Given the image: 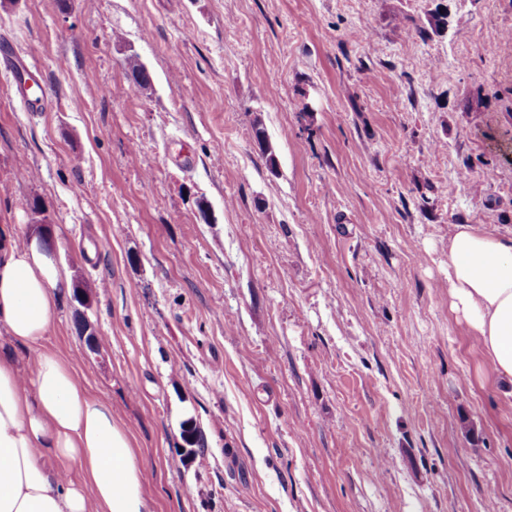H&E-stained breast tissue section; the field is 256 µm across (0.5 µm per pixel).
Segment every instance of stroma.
Here are the masks:
<instances>
[{"mask_svg": "<svg viewBox=\"0 0 512 512\" xmlns=\"http://www.w3.org/2000/svg\"><path fill=\"white\" fill-rule=\"evenodd\" d=\"M11 44L47 98L0 61V225L71 271L46 343L153 512H512L448 290L453 225L512 232V0H5Z\"/></svg>", "mask_w": 512, "mask_h": 512, "instance_id": "1", "label": "stroma"}]
</instances>
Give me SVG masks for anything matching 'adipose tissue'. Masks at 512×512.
I'll return each instance as SVG.
<instances>
[{"instance_id": "adipose-tissue-1", "label": "adipose tissue", "mask_w": 512, "mask_h": 512, "mask_svg": "<svg viewBox=\"0 0 512 512\" xmlns=\"http://www.w3.org/2000/svg\"><path fill=\"white\" fill-rule=\"evenodd\" d=\"M69 280L38 241L22 245L0 229V327L34 354L26 380L10 349L0 350V512H153L127 428L44 343ZM448 288L512 393V234L455 225ZM73 466L79 479L67 475Z\"/></svg>"}]
</instances>
